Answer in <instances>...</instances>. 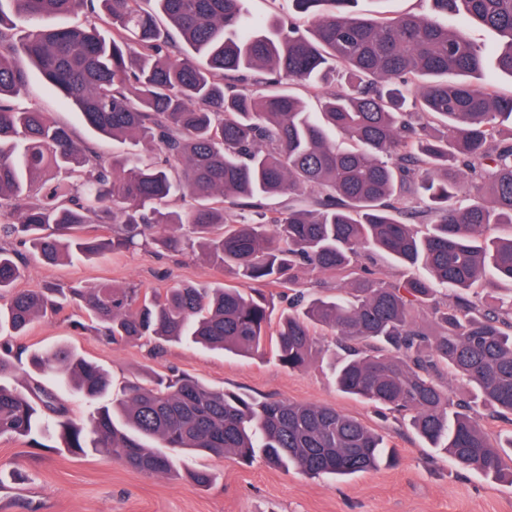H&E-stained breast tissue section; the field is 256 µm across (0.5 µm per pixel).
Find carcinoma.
<instances>
[{"label":"carcinoma","mask_w":512,"mask_h":512,"mask_svg":"<svg viewBox=\"0 0 512 512\" xmlns=\"http://www.w3.org/2000/svg\"><path fill=\"white\" fill-rule=\"evenodd\" d=\"M246 0H0V240L34 259L92 260L135 245L202 254L233 285L181 284L146 294L100 284L19 290L28 256L0 245V376L32 365L22 387L0 384V437L92 450L147 476L177 473L192 450L309 476H349L395 460L384 437L333 407L256 398L187 375L130 382L67 345L23 362L11 337L62 302H82L91 328L121 346L190 338L242 355L266 347L262 287L285 288L273 355L296 371L335 339L337 390L398 414L439 454L512 483V435L491 440L481 404L512 416V96L489 82L484 52L459 21L494 31L495 67L512 77V0H431L428 14L367 19L356 0H291L311 17L250 15ZM85 15L56 27L59 16ZM93 132L155 150L108 160L47 113L20 108L25 64ZM337 71L344 83L312 112L274 86ZM272 87L256 96L253 74ZM351 146L341 148L334 134ZM487 196L461 206V170ZM188 198L181 215L169 199ZM288 208L267 212V200ZM100 224L95 234L88 225ZM404 270L388 279L373 255ZM423 268L427 276L414 273ZM336 274L339 294L304 289L299 271ZM508 287L486 307L475 290ZM97 404L76 416L51 386ZM460 381L471 399H453Z\"/></svg>","instance_id":"1"}]
</instances>
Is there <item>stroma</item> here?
<instances>
[{"label": "stroma", "mask_w": 512, "mask_h": 512, "mask_svg": "<svg viewBox=\"0 0 512 512\" xmlns=\"http://www.w3.org/2000/svg\"><path fill=\"white\" fill-rule=\"evenodd\" d=\"M21 105L50 113L79 139H94L103 156L126 150V143L94 137L82 117L68 107L36 68H29ZM228 274L201 256L162 248H133L91 261L56 265L30 263L18 286L46 284L137 285L147 292L179 283L217 286ZM83 307L69 305L37 320L19 342L29 352L59 343L109 373L113 387L146 382L157 373H185L217 388L255 397L325 405L355 417L382 434L399 462L344 479L310 478L257 460L243 465L186 454L188 468L209 470L213 481L200 487L181 477H148L94 452L72 455L34 448L24 440L0 437V512H512V486L456 467L426 447L408 425L389 411L337 391L329 357L288 371L272 354L243 357L182 341L154 351L152 344L115 347L93 332L75 330L86 322Z\"/></svg>", "instance_id": "35a3bbf8"}]
</instances>
